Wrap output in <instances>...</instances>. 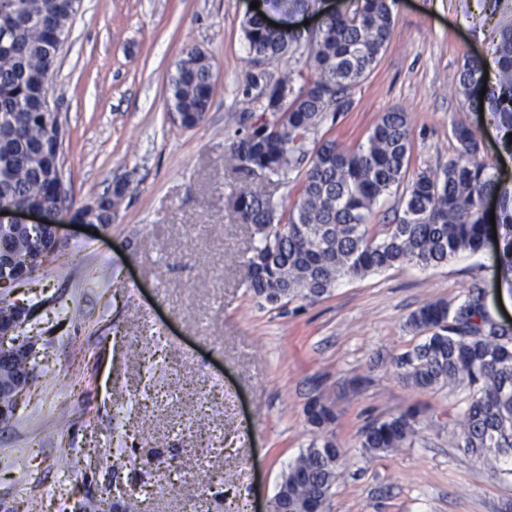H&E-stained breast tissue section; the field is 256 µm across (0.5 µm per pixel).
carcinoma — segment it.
<instances>
[{"label":"carcinoma","mask_w":512,"mask_h":512,"mask_svg":"<svg viewBox=\"0 0 512 512\" xmlns=\"http://www.w3.org/2000/svg\"><path fill=\"white\" fill-rule=\"evenodd\" d=\"M308 0H268L281 15L278 27L264 16L246 18L244 33L251 62L277 60L306 40L311 77L284 101L280 87H292L294 72L268 83L264 73L251 75L263 84L260 95L240 101L246 119L258 118L234 131L229 167L250 181L230 197L241 224L252 227L259 245L246 262L247 286L254 297L280 307L302 296L318 298L340 278H358L396 265L436 267L460 253L477 254L488 239L486 201H500L496 255L503 273H512V188L488 172L479 160L480 130L459 123L452 128L456 154L441 171L409 174L412 141L408 116L392 110L380 116L365 142L347 148L334 139L311 140L330 112H345L350 90L375 67L393 25L395 0H347L342 12L321 17L322 31L305 35L293 16ZM74 0H18L11 42L0 48V204H57L95 224L112 223L113 199L125 185L101 197L96 211L73 207L60 195L55 178L37 155L39 144L54 129L40 111L44 60L67 35L76 9ZM36 17L38 22L30 19ZM494 71L493 78L485 73ZM485 96H480L481 91ZM458 93L470 108L496 119L504 148L512 152V31L502 34L493 61L465 59ZM212 94V62L202 51L180 59L168 82V109L180 113L181 126L193 128L206 116ZM261 116H255V112ZM301 175L298 202L277 214L265 184L272 178ZM407 183L403 216L372 233L370 218L393 188ZM12 255L22 264L33 240L23 231L0 230ZM407 326L428 333L427 340L394 358L403 377L420 389L465 383L474 394L460 413L458 447L493 465L512 460V330L494 320L485 304L483 282L473 280L462 301L428 302L413 311ZM308 422L319 430L278 483L274 512H310L329 497L340 476L345 450L329 428L334 411L312 398L305 406ZM422 409L412 406L397 416L373 421L362 431L360 447L372 454L401 448L416 434Z\"/></svg>","instance_id":"1"}]
</instances>
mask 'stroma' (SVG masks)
I'll return each instance as SVG.
<instances>
[{
    "label": "stroma",
    "mask_w": 512,
    "mask_h": 512,
    "mask_svg": "<svg viewBox=\"0 0 512 512\" xmlns=\"http://www.w3.org/2000/svg\"><path fill=\"white\" fill-rule=\"evenodd\" d=\"M252 0H82L59 54L50 100L65 131L63 184L76 204L126 190L97 232L64 225L70 262L47 265L17 296L35 308L36 377L0 427V512H266L281 472L313 437L303 408L315 396L337 416L346 450L325 512H507L512 474L457 446L468 386L422 391L396 356L425 341L406 326L428 302L457 304L474 279L490 315L512 324L493 248L420 269L345 278L321 298L274 308L253 299L245 262L257 244L227 199L232 136L255 71L308 73L307 48L252 66L243 22ZM396 0L386 50L352 105L315 139L365 141L379 117L407 113L411 171H438L455 152L454 124L484 115L457 93L466 57L490 56L512 28V4L493 25L484 0ZM207 53L213 93L191 129L168 114L166 89L186 52ZM480 160L512 186V153L482 131ZM362 387H354L355 379ZM417 405L411 443L360 448L362 429ZM71 448L93 461L60 501L55 460Z\"/></svg>",
    "instance_id": "obj_1"
}]
</instances>
